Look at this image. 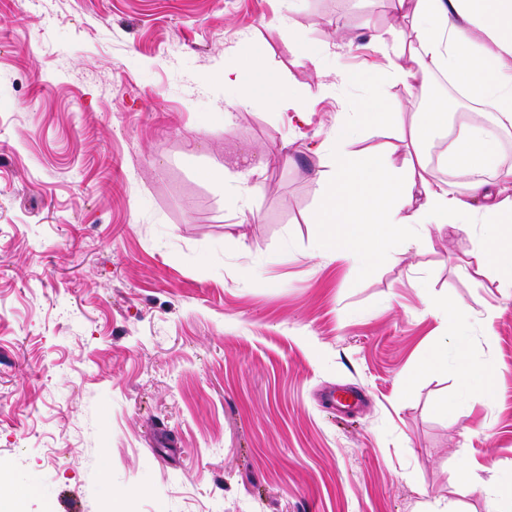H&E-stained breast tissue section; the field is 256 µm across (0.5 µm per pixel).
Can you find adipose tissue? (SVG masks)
Segmentation results:
<instances>
[{"mask_svg":"<svg viewBox=\"0 0 512 512\" xmlns=\"http://www.w3.org/2000/svg\"><path fill=\"white\" fill-rule=\"evenodd\" d=\"M397 21L376 35L390 61L387 81L401 85L422 112L393 111L380 85L355 115L340 114L329 138L328 167L319 171L320 205L310 216L327 257L370 265L390 246H422L432 231L479 225L474 254L479 268L494 271L512 288V240L500 238L512 224V166L500 167L491 130L480 121L453 132L448 104L433 98L430 74L439 70L476 111L494 116L498 128L512 127V0H394ZM224 93L249 104L260 88L294 111H302L294 90L267 80L260 58L225 65ZM397 124L402 153L351 149L364 125ZM446 141L443 166L461 177L448 185L430 166L426 147ZM492 179H485L486 170Z\"/></svg>","mask_w":512,"mask_h":512,"instance_id":"1","label":"adipose tissue"}]
</instances>
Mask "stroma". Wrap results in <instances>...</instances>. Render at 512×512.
Returning a JSON list of instances; mask_svg holds the SVG:
<instances>
[{"mask_svg":"<svg viewBox=\"0 0 512 512\" xmlns=\"http://www.w3.org/2000/svg\"><path fill=\"white\" fill-rule=\"evenodd\" d=\"M392 21L389 0H0V474L24 512H492L452 478L512 485V289L477 270L478 229L366 271L306 221ZM300 39L357 82L309 94ZM242 55L303 116L225 121ZM429 297L463 306L491 397L419 370L449 333ZM343 388L367 402L336 409ZM478 471H482L485 475H481ZM454 480L458 483L479 486L484 494L494 503H499L504 495L494 466L480 465L473 467L464 461L458 467Z\"/></svg>","mask_w":512,"mask_h":512,"instance_id":"obj_1","label":"stroma"}]
</instances>
